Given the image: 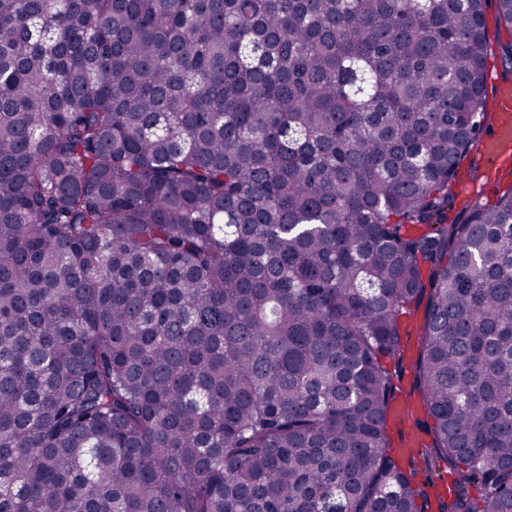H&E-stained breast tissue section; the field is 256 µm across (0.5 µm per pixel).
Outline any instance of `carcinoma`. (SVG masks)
I'll return each mask as SVG.
<instances>
[{"mask_svg":"<svg viewBox=\"0 0 512 512\" xmlns=\"http://www.w3.org/2000/svg\"><path fill=\"white\" fill-rule=\"evenodd\" d=\"M485 4L0 0V512H512ZM422 412V407L407 397L396 403L391 410L393 421L404 429L401 448L404 455L419 457L418 451L425 444V438L413 428L414 421ZM419 473L415 477L417 482H423L426 491L430 494V498L434 503L433 489L441 484L450 485L451 477L448 474V468L445 463L437 460L433 461L428 467L420 466Z\"/></svg>","mask_w":512,"mask_h":512,"instance_id":"1","label":"carcinoma"}]
</instances>
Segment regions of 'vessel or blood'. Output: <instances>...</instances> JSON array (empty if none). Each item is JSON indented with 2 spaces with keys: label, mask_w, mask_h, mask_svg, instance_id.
<instances>
[{
  "label": "vessel or blood",
  "mask_w": 512,
  "mask_h": 512,
  "mask_svg": "<svg viewBox=\"0 0 512 512\" xmlns=\"http://www.w3.org/2000/svg\"><path fill=\"white\" fill-rule=\"evenodd\" d=\"M482 152L491 180H499L504 173L512 171V83H500L495 88L494 122L482 141ZM421 412V406L408 398L396 403L391 410L393 421L404 430V455H417L425 444L424 437L413 427Z\"/></svg>",
  "instance_id": "obj_1"
}]
</instances>
